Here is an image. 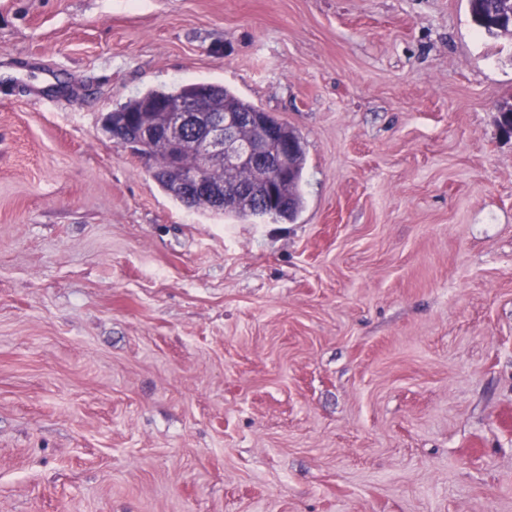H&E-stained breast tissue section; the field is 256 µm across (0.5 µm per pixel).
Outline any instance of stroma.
I'll use <instances>...</instances> for the list:
<instances>
[{"label": "stroma", "instance_id": "stroma-1", "mask_svg": "<svg viewBox=\"0 0 512 512\" xmlns=\"http://www.w3.org/2000/svg\"><path fill=\"white\" fill-rule=\"evenodd\" d=\"M0 512H512V36L468 0H0ZM224 84L293 224L103 115ZM502 0H468L471 20L480 29L489 34L512 33V28L505 24L497 25L499 13L506 12L502 7Z\"/></svg>", "mask_w": 512, "mask_h": 512}]
</instances>
